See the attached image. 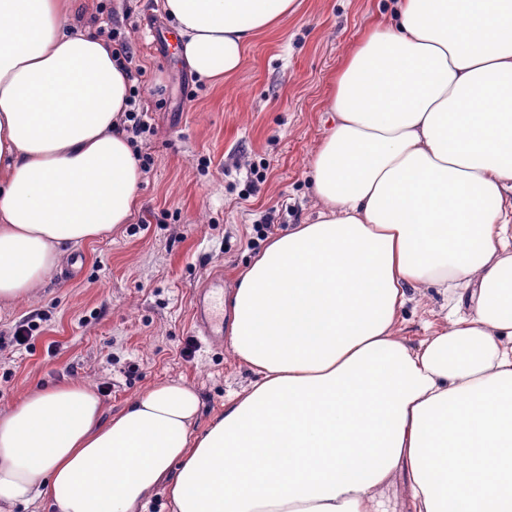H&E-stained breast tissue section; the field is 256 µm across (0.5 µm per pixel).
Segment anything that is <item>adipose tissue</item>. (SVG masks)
<instances>
[{
  "label": "adipose tissue",
  "mask_w": 512,
  "mask_h": 512,
  "mask_svg": "<svg viewBox=\"0 0 512 512\" xmlns=\"http://www.w3.org/2000/svg\"><path fill=\"white\" fill-rule=\"evenodd\" d=\"M77 0H0V303L138 207L130 82ZM200 80L235 74L297 0H162ZM311 157L322 209L232 292L227 346L257 376L197 432L160 382L105 415L82 382L0 412V512H512V0H397L338 68ZM452 306L418 345L407 291Z\"/></svg>",
  "instance_id": "1"
}]
</instances>
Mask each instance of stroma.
Wrapping results in <instances>:
<instances>
[{
	"instance_id": "1",
	"label": "stroma",
	"mask_w": 512,
	"mask_h": 512,
	"mask_svg": "<svg viewBox=\"0 0 512 512\" xmlns=\"http://www.w3.org/2000/svg\"><path fill=\"white\" fill-rule=\"evenodd\" d=\"M295 15L258 34L224 83L199 80L171 45L161 0H83L81 25L112 24L143 71L141 105L150 154L140 206L121 231L74 247L38 295L0 303V411L27 389L72 381L94 385L106 413L124 409L157 382L184 381L200 396L201 425L257 376L221 342L193 334V294L209 271L232 290L258 251L253 227L274 234L316 218L308 179L324 137L323 104L340 60L394 0H299ZM262 169L264 182L254 180ZM401 336L418 345L448 307L439 288L409 290ZM27 345L10 341L30 316Z\"/></svg>"
}]
</instances>
